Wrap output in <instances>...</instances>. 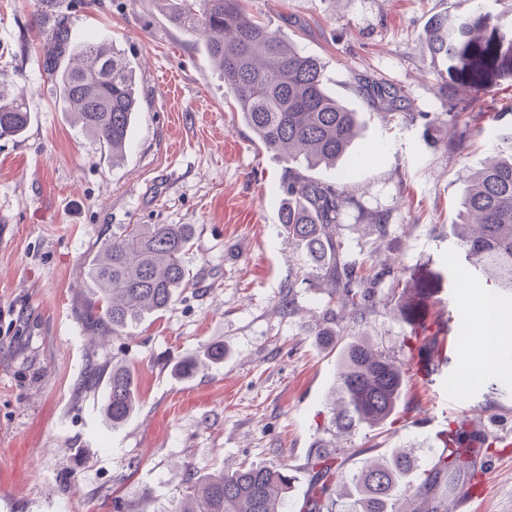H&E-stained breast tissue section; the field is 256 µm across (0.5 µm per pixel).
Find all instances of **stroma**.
Segmentation results:
<instances>
[{"instance_id":"1","label":"stroma","mask_w":512,"mask_h":512,"mask_svg":"<svg viewBox=\"0 0 512 512\" xmlns=\"http://www.w3.org/2000/svg\"><path fill=\"white\" fill-rule=\"evenodd\" d=\"M459 0H250L251 13L324 65L328 90L357 108L361 136L346 180L321 167L314 178L345 182L351 198L340 237L352 256L395 258L406 268L398 303L377 304L342 336H371L393 350L410 335L405 312L424 310L429 335L417 374L383 434L351 440L345 470L394 448L427 457L452 418L512 435V341L505 367L484 369L481 347L460 342V323H481L478 300L491 286L465 281L448 235L464 180L498 154L512 132V10L469 0L476 39L448 60L431 59L428 19ZM66 16L77 39L112 42L136 77L140 110L123 161L72 124L42 70L46 29ZM484 55L480 78L469 63ZM366 75L402 89L415 118L391 121L362 101ZM27 90L33 120L0 137V512H172L193 473L242 462L285 465L302 499L308 458L331 445V390L338 350L318 337L326 300L298 281L302 255L278 216L285 163L242 124L205 40L173 27L155 0H0V81ZM484 112L466 139L448 116ZM390 215L391 231L369 234L364 216ZM125 224H190L183 257L196 282L159 314L120 336L94 334L79 315L92 297L88 265ZM432 280L433 293L422 283ZM299 307L289 315L287 302ZM224 360L180 372L210 346ZM133 373L139 405L105 427L101 389H82L89 370L113 363ZM499 390H490L493 379ZM483 493L469 512H512V447L496 448L481 476H449L448 494L471 481Z\"/></svg>"}]
</instances>
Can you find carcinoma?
<instances>
[{"label":"carcinoma","mask_w":512,"mask_h":512,"mask_svg":"<svg viewBox=\"0 0 512 512\" xmlns=\"http://www.w3.org/2000/svg\"><path fill=\"white\" fill-rule=\"evenodd\" d=\"M247 0H180L169 11L172 24L188 34L206 37V51L236 102L241 122L266 150L288 162L281 178L284 193L279 221L288 241L306 258L301 280L324 288L327 301L319 315L321 335L349 315L367 320L377 303L395 300L405 268L369 256H349L339 239V219L350 201L334 185L308 172L334 165L359 135V111L333 96L323 66L297 45L285 41L246 10ZM466 11L432 16L425 28L433 57L448 59L473 33ZM43 72L59 87L62 101L84 133L93 136L116 159L125 153L127 133L138 111L132 67L106 40H75L71 27L58 19L45 34ZM358 95L368 103L387 105L404 120L401 88L357 78ZM26 91L0 83V136L22 134L30 122ZM500 140L509 151L490 166L471 173L460 201V223L453 225L457 245L474 267L478 281L493 285L501 300L512 297V133ZM193 240L191 224H125L105 239L89 264L94 300L83 319L120 335L147 316L165 310L180 288L195 285L183 264ZM341 366L334 383L332 423L336 440L377 429L396 413L407 360L356 336L340 349ZM137 406L134 377L112 364L105 383L103 415L113 427L123 424ZM462 425L448 427L443 448L424 469L412 453L395 448L354 472L342 470L341 445L316 451L308 461L313 483L301 504L290 494L287 469L241 463L232 471L190 478L173 512H448V470L467 466Z\"/></svg>","instance_id":"obj_1"}]
</instances>
